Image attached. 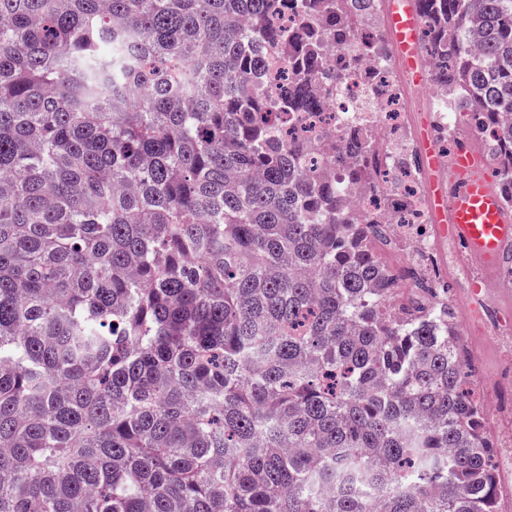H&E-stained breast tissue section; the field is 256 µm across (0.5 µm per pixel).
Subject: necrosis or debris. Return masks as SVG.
Here are the masks:
<instances>
[{"label": "necrosis or debris", "mask_w": 512, "mask_h": 512, "mask_svg": "<svg viewBox=\"0 0 512 512\" xmlns=\"http://www.w3.org/2000/svg\"><path fill=\"white\" fill-rule=\"evenodd\" d=\"M365 64L367 69L389 79L385 90L374 98V111H361L363 91L348 81L333 93V111L305 117L299 130L309 135L331 125L339 128L361 125L374 130L379 144L375 161L377 177L365 189L363 200L381 202L379 219L394 225V241L399 246L398 251L386 253L384 264L400 272L403 281L414 280L420 273L425 287L437 288L442 282L458 277L459 269L454 254L434 249L427 234L429 218L419 180L402 168L405 159L417 151L407 119L404 114L383 111L386 104L402 100L401 89L392 80L394 56L388 51L379 52L368 57Z\"/></svg>", "instance_id": "1"}]
</instances>
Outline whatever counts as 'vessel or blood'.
Here are the masks:
<instances>
[{"label":"vessel or blood","mask_w":512,"mask_h":512,"mask_svg":"<svg viewBox=\"0 0 512 512\" xmlns=\"http://www.w3.org/2000/svg\"><path fill=\"white\" fill-rule=\"evenodd\" d=\"M382 4L400 76L416 88L433 84L434 73L423 60L421 0ZM413 125L432 223L464 255L485 268L496 267L512 249V207L491 178L489 160L465 143L449 154L438 149L427 111H418Z\"/></svg>","instance_id":"vessel-or-blood-1"}]
</instances>
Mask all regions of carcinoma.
<instances>
[{"label": "carcinoma", "mask_w": 512, "mask_h": 512, "mask_svg": "<svg viewBox=\"0 0 512 512\" xmlns=\"http://www.w3.org/2000/svg\"><path fill=\"white\" fill-rule=\"evenodd\" d=\"M288 2L0 0V512H503L448 289L392 304L345 205L372 137L277 125L374 97L370 0ZM422 2L512 204V0Z\"/></svg>", "instance_id": "obj_1"}]
</instances>
